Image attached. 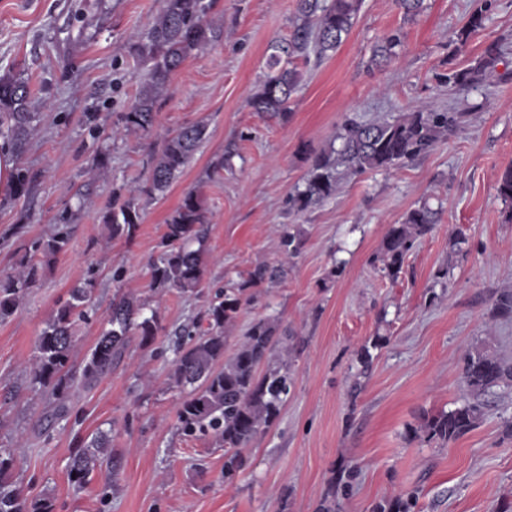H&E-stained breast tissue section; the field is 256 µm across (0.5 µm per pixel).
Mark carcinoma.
<instances>
[{
	"label": "carcinoma",
	"instance_id": "cac0c4a2",
	"mask_svg": "<svg viewBox=\"0 0 512 512\" xmlns=\"http://www.w3.org/2000/svg\"><path fill=\"white\" fill-rule=\"evenodd\" d=\"M158 15L146 34L131 46L132 55L150 64L145 81L123 113L121 134L146 137L157 123L156 102L163 94L170 76L201 46L216 40L223 31L208 18L209 0H162ZM362 0H296V22L288 38L275 40L266 59L267 73L258 91L250 98L252 111L270 120H283L290 112L289 103L301 89L303 72L297 61L308 62L314 56L322 60L342 44L359 19ZM484 11L473 12L461 29L458 39L484 28ZM402 44L398 32L384 37L372 51L371 63L382 67L398 56ZM503 55L501 46L490 43L482 59L474 67L458 70L448 76V84L456 88L470 87L483 74L494 68ZM30 88L16 74L0 76V129L4 138L19 151L28 136L33 115L29 112ZM462 119L460 112H433L417 106L395 119L371 122L347 118L331 144L310 155L303 188L290 197L292 209L303 212L333 197L346 175L372 170H396L432 152L448 135L454 133ZM202 122L186 124L164 138L163 148L151 157L149 186L146 192L163 194L189 164L206 138ZM498 194L504 203L512 204V168L506 169L498 183ZM439 212L427 204L410 210L402 223L392 224L383 240L384 270L395 278L406 255L418 238L438 223ZM142 221L139 197L131 191L112 212L104 217L109 238L130 239ZM206 210L198 193H184L179 205L166 221L165 250L151 264V280L156 288L179 292L196 291L204 277L202 249L190 250L192 242L203 244ZM68 242L61 232L47 241L33 243L34 255L21 270L0 276V318L9 317L39 278V261L35 253L49 258ZM283 271L258 265L236 290L226 291L210 302L201 321L181 330L182 342L176 348L169 374L171 384L190 387L177 412L181 432L192 438H206L215 448L224 449V479L233 480L248 463L244 451L253 439L277 419L281 406L293 383L290 363L283 355L290 353L288 336L278 335L277 324L258 319L247 329L237 349L225 356L224 328L232 323L242 304L249 302L246 290L264 282H274ZM93 280L70 291L69 299L57 304L54 314L38 336L31 370L34 383L50 392L56 402L51 418L68 411L71 390L89 388L112 373L127 352L130 336L136 334L143 345L156 340L162 327L157 313L145 315L146 304L134 296H123L112 302L108 314L109 328L102 331L94 346L78 366L72 361L76 343V326L88 318L92 304ZM494 316L512 317V290H503L495 298ZM463 381L470 398L448 412L425 419L422 431L429 440L448 443L474 429L484 416L481 397L501 383H512V360L486 347H472L463 355ZM104 464L109 474L120 468V460L112 455L110 440L98 434L71 450L69 478L83 486L97 464ZM355 472L339 466L333 472L331 491L317 512H343L344 502L353 490ZM418 490L397 495L377 503L372 512H416ZM0 512H51V505L27 506L14 490L0 487Z\"/></svg>",
	"mask_w": 512,
	"mask_h": 512
}]
</instances>
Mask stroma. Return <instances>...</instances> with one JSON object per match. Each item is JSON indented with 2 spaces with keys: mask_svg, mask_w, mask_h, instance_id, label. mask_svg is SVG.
I'll use <instances>...</instances> for the list:
<instances>
[{
  "mask_svg": "<svg viewBox=\"0 0 512 512\" xmlns=\"http://www.w3.org/2000/svg\"><path fill=\"white\" fill-rule=\"evenodd\" d=\"M483 0H425L404 17L398 0H363L360 17L332 56L304 65L303 86L286 121L252 112L271 42L288 36L294 0H213L224 20L170 78L146 138H113L146 70L129 52L162 0H0V75L23 72L37 119L15 167L25 196L0 197V273L19 268L33 241L67 225L65 249L44 265L37 285L0 322V450L14 457L0 485L54 512H316L334 466L357 479L344 512H372L384 499L419 490L420 512H512V386L484 397L479 425L439 444L425 418L469 396L461 357L482 344L512 359V318L494 319L493 296L512 289V222L497 186L512 165V0H490L483 29L457 34ZM398 32L387 66H371L374 45ZM506 53L477 88L455 91L447 78L474 65L485 47ZM424 105L469 118L423 158L398 170L343 180L336 197L303 213L288 201L308 154L333 143L345 118H393ZM204 122L207 136L163 194L144 188L152 155L167 132ZM224 168L210 173L216 158ZM141 188L143 221L133 239H109L102 217L116 188ZM198 188L210 224L205 274L196 295L153 288L150 266L162 251L166 220ZM438 209L433 230L407 254L398 277L378 255L390 225L421 204ZM300 232L297 256L279 248L282 225ZM463 234L459 249L450 240ZM343 262L333 274L335 262ZM286 265L283 280L250 287L226 330L234 352L247 327L278 319L294 338V384L273 425L246 454V469L224 480V451L184 436L183 389L168 378L179 330L211 293L245 282L255 266ZM94 281L96 312L81 323L74 363L99 336L114 299L129 294L158 314L162 330L147 347L131 341L124 360L70 410L46 424V394L29 374L35 343L58 301ZM369 370L357 353L375 337ZM109 433L121 460L115 478L97 469L84 487L68 477L77 439Z\"/></svg>",
  "mask_w": 512,
  "mask_h": 512,
  "instance_id": "35a3bbf8",
  "label": "stroma"
}]
</instances>
